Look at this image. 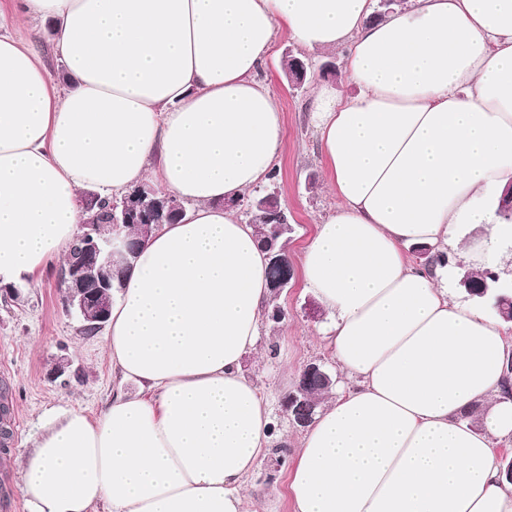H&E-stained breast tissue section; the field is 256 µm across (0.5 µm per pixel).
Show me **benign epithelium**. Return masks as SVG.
Masks as SVG:
<instances>
[{"instance_id": "obj_1", "label": "benign epithelium", "mask_w": 512, "mask_h": 512, "mask_svg": "<svg viewBox=\"0 0 512 512\" xmlns=\"http://www.w3.org/2000/svg\"><path fill=\"white\" fill-rule=\"evenodd\" d=\"M151 207L143 193L125 203L121 218L111 225V235L96 239L86 232L78 237L80 260L65 267L61 282L68 311L82 323L81 330L94 334L108 321L112 309V266L132 252L131 240L120 224H137Z\"/></svg>"}]
</instances>
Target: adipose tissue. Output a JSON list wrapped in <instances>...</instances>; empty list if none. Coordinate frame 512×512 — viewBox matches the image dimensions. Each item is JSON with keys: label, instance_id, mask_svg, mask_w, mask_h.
<instances>
[{"label": "adipose tissue", "instance_id": "adipose-tissue-1", "mask_svg": "<svg viewBox=\"0 0 512 512\" xmlns=\"http://www.w3.org/2000/svg\"><path fill=\"white\" fill-rule=\"evenodd\" d=\"M13 0L49 21L66 83L0 34V281L40 282L89 215L84 190L184 200L144 241L104 347L120 390L54 420L20 460L32 512H257L273 420L243 359L269 299L255 225L229 198L268 180L282 110L258 79L278 33L343 50L353 91L310 100L335 207L301 265L343 382L288 474L293 512H512V323L448 295L449 265L496 262L512 224V0ZM479 236H467L469 228ZM480 408L481 426L464 414Z\"/></svg>", "mask_w": 512, "mask_h": 512}]
</instances>
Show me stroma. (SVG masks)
<instances>
[{
	"mask_svg": "<svg viewBox=\"0 0 512 512\" xmlns=\"http://www.w3.org/2000/svg\"><path fill=\"white\" fill-rule=\"evenodd\" d=\"M289 53L310 65L306 81L298 87L289 83L282 68V59ZM342 56L339 50L304 52L282 33L260 72L269 79L282 110L285 143L276 161L279 175L275 187L289 223L296 226L288 245V258L296 268L316 224L336 205L325 183L322 147L308 104L316 82L326 77L323 66L335 67V74L329 77L343 84ZM60 275V267L55 266L40 283L21 281L13 290L0 285V382L10 387L14 421L10 449L0 453V479H7L14 493L10 507L0 506V512H31L16 491L20 481L17 461L33 447L45 422L69 410L97 411L118 384L104 349L103 333L82 334L79 320L67 311L57 287ZM276 303L285 310V320L262 322L259 351L245 357L242 367L261 384L271 402L277 430L288 434V445L285 452L270 451L250 483L260 512H293L287 476L304 430L285 413L283 399L295 388L307 364L316 362L332 369L336 363L317 334L328 314L305 289L302 277H295L292 288L279 295ZM61 360L69 366L65 376L57 378L53 368Z\"/></svg>",
	"mask_w": 512,
	"mask_h": 512,
	"instance_id": "obj_1",
	"label": "stroma"
}]
</instances>
